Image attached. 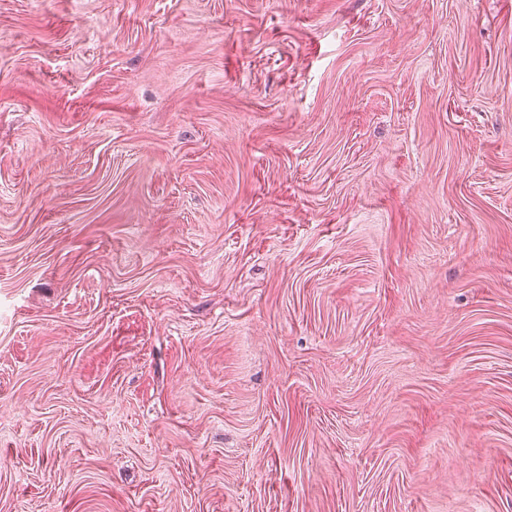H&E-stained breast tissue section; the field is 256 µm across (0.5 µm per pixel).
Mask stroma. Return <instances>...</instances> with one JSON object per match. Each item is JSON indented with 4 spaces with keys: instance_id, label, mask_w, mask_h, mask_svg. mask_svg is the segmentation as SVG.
<instances>
[{
    "instance_id": "35a3bbf8",
    "label": "stroma",
    "mask_w": 512,
    "mask_h": 512,
    "mask_svg": "<svg viewBox=\"0 0 512 512\" xmlns=\"http://www.w3.org/2000/svg\"><path fill=\"white\" fill-rule=\"evenodd\" d=\"M0 512H512V0H0Z\"/></svg>"
}]
</instances>
